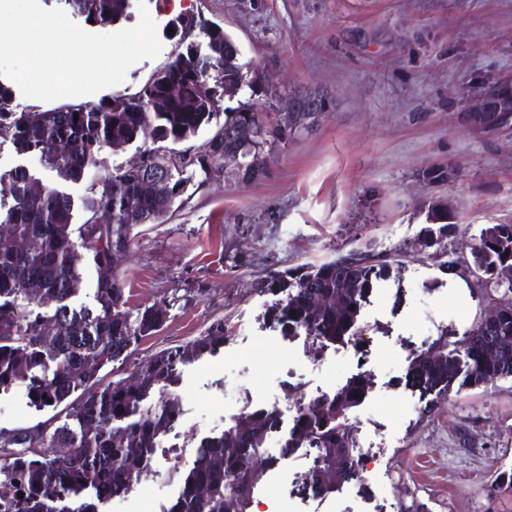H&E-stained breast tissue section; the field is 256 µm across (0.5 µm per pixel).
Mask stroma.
Wrapping results in <instances>:
<instances>
[{
    "mask_svg": "<svg viewBox=\"0 0 512 512\" xmlns=\"http://www.w3.org/2000/svg\"><path fill=\"white\" fill-rule=\"evenodd\" d=\"M163 45L127 72L134 91L172 58L170 26L186 15L221 24L241 61L263 81L256 102L314 90L328 108L312 130L275 143L266 173L249 183L212 179L189 187L162 224H141L120 269L131 309L167 305L155 334L131 347L130 362L184 344L223 323L221 352L184 368L176 392L182 469L199 441L223 432L249 398L278 403L283 421L326 383L358 374L353 349L326 363L302 343L285 345L264 325L268 298L254 286L272 270L318 264L353 249L400 252V280L377 288L362 311L369 328L370 389L348 415L367 453L365 497L351 486L319 501L288 497L292 459L281 434L268 437L277 459L252 512H398L417 498L428 512H485L498 472L512 468V379L454 387L423 416L418 393L400 380L411 352L441 331L470 327L498 293L443 273L433 250L411 243L426 200L447 199L458 229L447 240L460 265L486 224H512V135H483L463 116L475 76L512 73V0H145ZM452 169L429 183L424 171ZM64 408L38 410L23 385L0 391V430L40 429ZM130 502L106 512H158L179 491L175 471L153 465Z\"/></svg>",
    "mask_w": 512,
    "mask_h": 512,
    "instance_id": "stroma-1",
    "label": "stroma"
}]
</instances>
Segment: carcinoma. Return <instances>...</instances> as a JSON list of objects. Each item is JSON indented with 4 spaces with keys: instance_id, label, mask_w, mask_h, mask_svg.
<instances>
[{
    "instance_id": "carcinoma-1",
    "label": "carcinoma",
    "mask_w": 512,
    "mask_h": 512,
    "mask_svg": "<svg viewBox=\"0 0 512 512\" xmlns=\"http://www.w3.org/2000/svg\"><path fill=\"white\" fill-rule=\"evenodd\" d=\"M129 0H64L84 20L114 23L126 16ZM205 42L200 49L181 33L184 50L134 92L112 93L97 101L65 102L53 108L15 103V93L0 83V135L20 154L39 156L64 181L79 182L98 167L100 152L123 150L139 138L145 164L118 167L106 178L86 182L81 203L54 186L37 190L32 174L15 168L0 174V389L26 383L37 407L68 404L65 419L42 431L37 447L29 433H0V512H103L115 496L130 492L149 461L159 437L174 427L181 401L172 392L181 368L224 348V324L206 335L163 350L132 366L135 383L104 384V372L128 358L140 337L157 331L166 309L126 308L119 270L139 224L164 222L196 178L206 182L224 167V152L241 153L249 179L262 176L275 142L295 134L274 124L254 103L224 106L244 89L238 84L239 49L218 23L194 22ZM250 123L254 141L243 146L228 130ZM211 129L200 144V132ZM161 166L152 191L141 181ZM80 221H75L76 209ZM445 200L428 204L425 226L413 245L440 246L457 230ZM95 271L96 308L75 309L68 300L82 287V254ZM377 252L355 249L318 265L275 271L253 287L271 297L265 311L269 327L284 336H302L309 351L360 332L362 307L375 288L399 272L398 254L372 261ZM469 267L484 291H512V224H485L475 237ZM448 340L442 333L431 347L442 351L435 364L422 353L408 359L404 386L426 399L451 392L457 381L482 386L512 378V307L481 319ZM157 389L168 399L150 402ZM368 379L350 378L329 398L299 409L283 440L282 457H309L306 489L328 497L357 479L351 458L355 447L348 413L366 398ZM77 402L69 403L72 396ZM275 408L242 413L223 433L204 440L192 466L179 475L181 492L168 512H247L264 475L265 442L279 426ZM67 449L58 461L51 449ZM258 458L250 484L239 497L224 494V474ZM487 494L486 512H497L500 493L512 490V470L497 474ZM23 497H18V493Z\"/></svg>"
}]
</instances>
